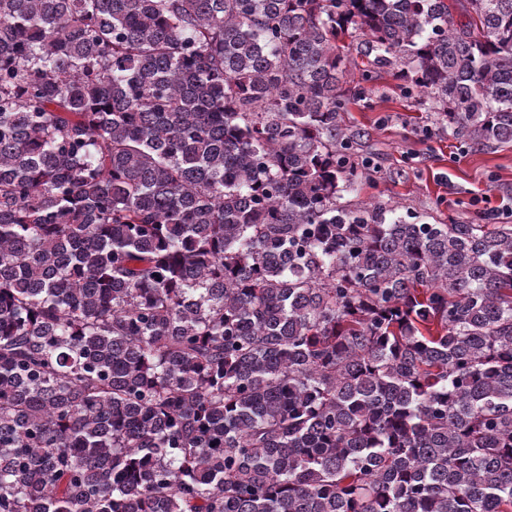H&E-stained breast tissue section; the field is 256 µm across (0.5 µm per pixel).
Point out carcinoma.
<instances>
[{
	"label": "carcinoma",
	"instance_id": "carcinoma-1",
	"mask_svg": "<svg viewBox=\"0 0 512 512\" xmlns=\"http://www.w3.org/2000/svg\"><path fill=\"white\" fill-rule=\"evenodd\" d=\"M358 71L512 144V0H0V512H512V225L344 202Z\"/></svg>",
	"mask_w": 512,
	"mask_h": 512
}]
</instances>
